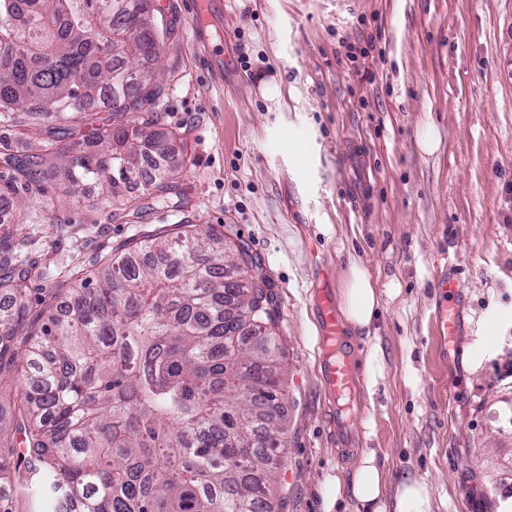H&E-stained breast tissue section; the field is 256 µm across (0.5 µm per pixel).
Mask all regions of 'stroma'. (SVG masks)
<instances>
[{
    "mask_svg": "<svg viewBox=\"0 0 512 512\" xmlns=\"http://www.w3.org/2000/svg\"><path fill=\"white\" fill-rule=\"evenodd\" d=\"M207 29L186 0H152L175 34L154 65L163 93L132 114L176 132L184 158L166 206L122 218L95 184L57 175L0 202V238L32 271L33 313L100 260L177 224L222 226L274 294L285 445L276 512H323L322 490L374 451L390 484L432 486L433 512L512 507V0H223ZM275 81L279 95H264ZM0 157L36 154L57 121L17 112ZM437 150L422 148L426 134ZM382 303L371 334L384 375L357 384L354 450L329 434L320 382L322 293L350 261ZM454 278L460 331L435 334Z\"/></svg>",
    "mask_w": 512,
    "mask_h": 512,
    "instance_id": "1",
    "label": "stroma"
}]
</instances>
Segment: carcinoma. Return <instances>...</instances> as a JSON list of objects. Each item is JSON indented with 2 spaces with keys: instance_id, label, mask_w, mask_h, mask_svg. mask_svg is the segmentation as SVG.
<instances>
[{
  "instance_id": "carcinoma-1",
  "label": "carcinoma",
  "mask_w": 512,
  "mask_h": 512,
  "mask_svg": "<svg viewBox=\"0 0 512 512\" xmlns=\"http://www.w3.org/2000/svg\"><path fill=\"white\" fill-rule=\"evenodd\" d=\"M174 26L151 0H0V126L15 111L39 121L80 118L105 101L112 119L155 101L156 73L124 77L159 54ZM10 155L0 200L15 186L59 172L103 199L142 178L163 201L172 176L170 134L112 124L77 155L58 147ZM148 236L97 271L94 284L53 295L39 330L28 331V273L0 269V382L25 349L29 386L13 400L14 440L0 430V512H28L48 481L57 512H274L270 457L282 447L274 349L247 342L271 323L273 294L224 251V234L193 224Z\"/></svg>"
}]
</instances>
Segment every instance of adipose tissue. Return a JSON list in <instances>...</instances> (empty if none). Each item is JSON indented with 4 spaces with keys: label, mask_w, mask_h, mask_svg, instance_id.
I'll return each instance as SVG.
<instances>
[{
    "label": "adipose tissue",
    "mask_w": 512,
    "mask_h": 512,
    "mask_svg": "<svg viewBox=\"0 0 512 512\" xmlns=\"http://www.w3.org/2000/svg\"><path fill=\"white\" fill-rule=\"evenodd\" d=\"M342 313L352 329L369 332L379 304V295L368 272L358 263H351L341 293ZM349 490L361 512H432V491L422 479L401 481L395 490H388L386 475L374 452L360 456L348 486L329 484L325 491L326 505L338 501L342 490Z\"/></svg>",
    "instance_id": "1"
}]
</instances>
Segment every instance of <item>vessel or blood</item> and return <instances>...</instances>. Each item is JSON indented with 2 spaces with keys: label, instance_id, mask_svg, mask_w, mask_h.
I'll list each match as a JSON object with an SVG mask.
<instances>
[{
  "label": "vessel or blood",
  "instance_id": "vessel-or-blood-1",
  "mask_svg": "<svg viewBox=\"0 0 512 512\" xmlns=\"http://www.w3.org/2000/svg\"><path fill=\"white\" fill-rule=\"evenodd\" d=\"M433 320L440 336L455 339L459 328V310L454 299L447 298L436 306ZM322 342L326 347L321 365L325 394L339 400L355 394L359 381L355 364V345L345 338L336 307L331 298L322 301Z\"/></svg>",
  "mask_w": 512,
  "mask_h": 512
}]
</instances>
